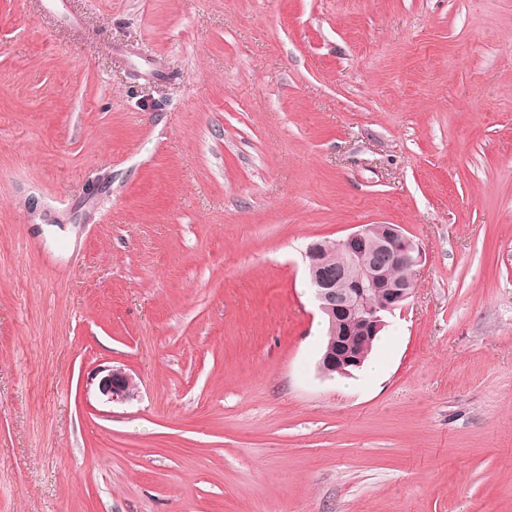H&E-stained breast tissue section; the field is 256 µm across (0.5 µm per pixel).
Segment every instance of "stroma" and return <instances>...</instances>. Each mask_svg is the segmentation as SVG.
<instances>
[{
    "label": "stroma",
    "instance_id": "obj_1",
    "mask_svg": "<svg viewBox=\"0 0 512 512\" xmlns=\"http://www.w3.org/2000/svg\"><path fill=\"white\" fill-rule=\"evenodd\" d=\"M359 224L424 258L327 379ZM0 512H512V0H0ZM337 242L326 243L327 257L336 261L337 249L342 255L335 273L323 268V244L314 242L305 252L306 269L313 297L321 313L343 317L336 324L331 340L330 324L317 368L324 377L346 376L362 367L363 348L387 325L385 316L401 308L413 295L415 283H391L386 279L387 267L400 262L417 266L423 260L422 248L396 224H363ZM364 254L370 257L357 273ZM373 294L378 296L373 304ZM94 385L96 392L109 403H122L137 397V384L124 368L107 367L95 372L87 385Z\"/></svg>",
    "mask_w": 512,
    "mask_h": 512
}]
</instances>
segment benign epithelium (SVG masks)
<instances>
[{"label": "benign epithelium", "mask_w": 512, "mask_h": 512, "mask_svg": "<svg viewBox=\"0 0 512 512\" xmlns=\"http://www.w3.org/2000/svg\"><path fill=\"white\" fill-rule=\"evenodd\" d=\"M342 255L336 272L323 268V244L314 242L305 252L313 297L320 312L343 317L329 350L317 368L324 377L346 376L362 367L363 348L386 326L385 316L402 307L413 295L412 281L391 283L387 267L400 262L416 266L422 248L396 224H363L336 242ZM89 385L109 403L137 397L132 375L119 367H107L90 377Z\"/></svg>", "instance_id": "obj_1"}]
</instances>
